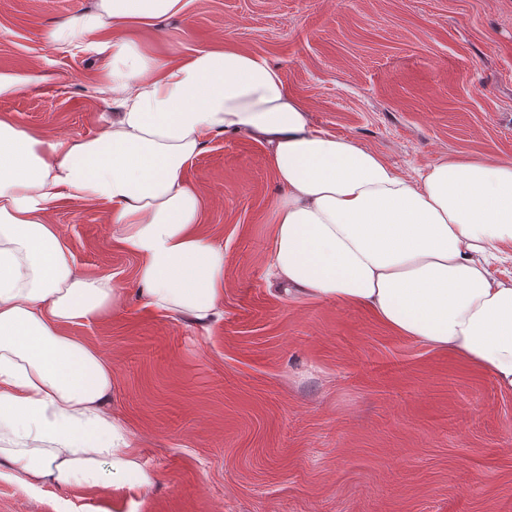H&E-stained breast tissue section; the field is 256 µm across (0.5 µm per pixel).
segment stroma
I'll return each mask as SVG.
<instances>
[{"mask_svg": "<svg viewBox=\"0 0 512 512\" xmlns=\"http://www.w3.org/2000/svg\"><path fill=\"white\" fill-rule=\"evenodd\" d=\"M93 0H0V71L47 83L0 115L81 137L113 113L96 55L44 31ZM159 54L230 44L265 58L314 127L415 177L448 157L512 162V0H186L144 36ZM201 231L224 249V315L208 327L147 308L137 260L104 210L51 212L82 271L126 291L69 334L112 366L110 413L146 488L117 478L28 488L0 464V512H512V391L365 308L298 298L268 274L282 188L264 144L207 140L185 170Z\"/></svg>", "mask_w": 512, "mask_h": 512, "instance_id": "1", "label": "stroma"}]
</instances>
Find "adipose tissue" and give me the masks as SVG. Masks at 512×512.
Returning <instances> with one entry per match:
<instances>
[{
	"label": "adipose tissue",
	"mask_w": 512,
	"mask_h": 512,
	"mask_svg": "<svg viewBox=\"0 0 512 512\" xmlns=\"http://www.w3.org/2000/svg\"><path fill=\"white\" fill-rule=\"evenodd\" d=\"M184 0H95L49 28L56 48L102 56L111 121L47 136L0 116V463L31 486L95 487L139 465L107 409L112 368L67 334L121 303L87 276L51 221L62 199L105 209L138 260L146 306L206 325L224 310V250L200 235L203 200L185 169L211 137L267 147L284 193L269 268L297 296L367 308L399 335L487 371L512 391V163L443 158L412 179L378 153L315 128L264 58L229 46L163 59L132 38Z\"/></svg>",
	"instance_id": "1"
}]
</instances>
